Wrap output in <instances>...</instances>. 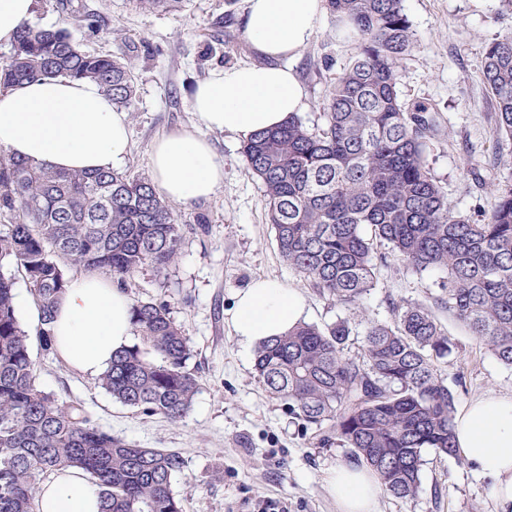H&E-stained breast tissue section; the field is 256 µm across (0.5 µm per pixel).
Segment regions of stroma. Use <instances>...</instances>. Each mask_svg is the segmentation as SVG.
<instances>
[{"instance_id":"35a3bbf8","label":"stroma","mask_w":512,"mask_h":512,"mask_svg":"<svg viewBox=\"0 0 512 512\" xmlns=\"http://www.w3.org/2000/svg\"><path fill=\"white\" fill-rule=\"evenodd\" d=\"M97 12L106 35L75 37L86 50L124 53L132 62L136 110L129 116L130 151L125 171L148 172L152 143L194 129L189 95L217 69L262 64L244 35L245 0H188L184 11L157 14L135 9L130 0H72ZM416 46L399 71L405 103L434 104L444 129L427 147L429 166L448 196L452 211L481 219L493 196L473 181L478 168L488 181L512 178V150L496 143L494 109L482 80L483 49L512 35V8L502 0H403ZM227 17L217 27L219 17ZM353 44L338 37L323 15L313 40L293 66L304 87L307 127L321 122L319 101L341 72ZM332 67H325V59ZM224 161V183L207 200L184 203L180 257L165 276L146 269L126 282L130 297L169 302L191 347L188 367L199 389L189 414L174 423L146 415L111 395L54 354L31 343L39 386L60 400L80 403L91 421L112 436L143 448L181 453L184 467L174 479L183 512H259L264 501H281L288 512H338L325 479L338 465L352 462L350 449L331 442L314 444L309 432L270 398L253 374V352L238 343L230 312L238 291L268 279L294 288L305 299V320L325 325L346 316L281 259L259 181L240 154L241 139L208 135ZM206 223H197V216ZM379 286L365 299L370 318L386 322L392 301L429 308L441 321L452 352L440 363L457 408L486 394L512 395V367L501 364L456 320L446 304L442 274L415 273L398 264L380 267ZM422 489L410 500L379 494L377 512H497L489 482L463 458L427 452ZM440 488L433 498L432 488Z\"/></svg>"}]
</instances>
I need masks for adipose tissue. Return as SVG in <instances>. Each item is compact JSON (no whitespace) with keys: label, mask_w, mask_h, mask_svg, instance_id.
I'll use <instances>...</instances> for the list:
<instances>
[{"label":"adipose tissue","mask_w":512,"mask_h":512,"mask_svg":"<svg viewBox=\"0 0 512 512\" xmlns=\"http://www.w3.org/2000/svg\"><path fill=\"white\" fill-rule=\"evenodd\" d=\"M245 36L263 65L212 72L190 94L198 131H180L152 146L149 167L164 199L188 203L211 197L224 183V161L206 131L245 139L280 126L306 106L289 62L314 38L323 0H245ZM129 144L126 112L92 82L67 77L28 81L0 90V148L54 169L117 168ZM132 300L111 279L86 274L70 280L56 311V351L81 374L95 377L129 347ZM304 313V299L277 281L259 280L239 292L230 314L239 344L287 332ZM455 444L489 481L499 512H512V396L484 395L455 418ZM327 491L338 512H376L378 477L363 465L329 472ZM38 512H100L97 486L72 468L42 482Z\"/></svg>","instance_id":"adipose-tissue-1"}]
</instances>
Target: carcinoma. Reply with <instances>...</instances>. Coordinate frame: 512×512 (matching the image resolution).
Returning a JSON list of instances; mask_svg holds the SVG:
<instances>
[{
  "label": "carcinoma",
  "mask_w": 512,
  "mask_h": 512,
  "mask_svg": "<svg viewBox=\"0 0 512 512\" xmlns=\"http://www.w3.org/2000/svg\"><path fill=\"white\" fill-rule=\"evenodd\" d=\"M185 2L132 0L164 13ZM326 7L354 52L321 103L323 126L313 132L294 117L253 134L241 154L262 184L283 261L320 296L364 316V356L346 355L348 320L300 322L258 344L254 370L313 439L351 448L386 494L408 500L421 489L426 449L458 456L455 397L438 368L452 346L425 307L394 302L388 324L366 317L363 300L390 257L417 273L442 271L448 310L512 367V184L488 183L494 205L479 223L452 213L427 163L428 140L439 133L434 108L399 98L398 69L415 47L403 0ZM71 21L89 37L104 32L91 10H71ZM482 73L496 103L494 134L511 142V35L485 46ZM56 77L91 80L116 108L135 111L128 60L82 49L66 28L24 24L0 58V88ZM0 218L8 220L0 229V512H36L37 485L64 467L98 486L101 512H182L173 486L180 453L104 431L82 405L40 388L30 355L33 337L55 352L65 266L120 285L146 268L164 275L180 254V211L145 174L59 171L0 149ZM378 243L387 251L377 253ZM14 269L40 314L33 335L16 316ZM132 313L142 345L114 355L101 386L125 406L180 421L198 389L188 339L164 301L134 298Z\"/></svg>",
  "instance_id": "carcinoma-1"
}]
</instances>
